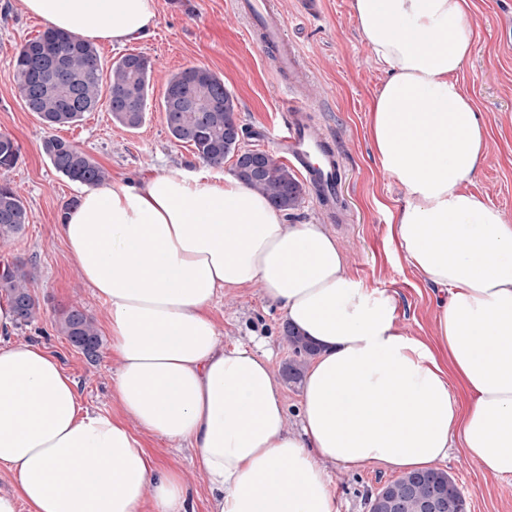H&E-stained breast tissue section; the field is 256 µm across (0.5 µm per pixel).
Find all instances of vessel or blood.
<instances>
[{"mask_svg": "<svg viewBox=\"0 0 512 512\" xmlns=\"http://www.w3.org/2000/svg\"><path fill=\"white\" fill-rule=\"evenodd\" d=\"M236 7L256 26L258 41L273 53L276 69L291 75L301 74L300 54L288 42L285 20L272 9L270 0H237ZM307 110L301 99H293L278 147L304 184L315 193L319 204L336 202L340 199L343 178L342 156L330 136L309 127Z\"/></svg>", "mask_w": 512, "mask_h": 512, "instance_id": "vessel-or-blood-1", "label": "vessel or blood"}]
</instances>
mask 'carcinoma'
<instances>
[{"instance_id": "cac0c4a2", "label": "carcinoma", "mask_w": 512, "mask_h": 512, "mask_svg": "<svg viewBox=\"0 0 512 512\" xmlns=\"http://www.w3.org/2000/svg\"><path fill=\"white\" fill-rule=\"evenodd\" d=\"M95 46L83 37L46 27L26 41L16 54L9 79L22 91L27 111L47 127L57 129L81 121L87 112L105 108L112 121L127 129L139 128L145 120L152 67L140 53H129L112 63L109 76ZM167 129L172 139L187 144L204 163L220 167L224 158L239 154L234 175L259 192L279 211L296 209L304 193L303 184L278 158L266 151L251 152L241 146L245 131L235 116L237 104L214 72L190 67L171 75L162 100ZM44 151L53 168L68 180L97 186L107 180V172L89 154L56 135L44 140ZM21 156L20 145L0 135V170L11 169ZM30 214L18 191L7 181L0 182V239L23 230ZM32 271L23 262L7 265L0 274V290L15 306L18 322L34 318L37 304L28 290ZM62 332L85 344L89 358L98 356L100 337L93 321L73 309L62 321ZM281 332L292 357L281 368L284 381H302L306 363L317 354V347L295 327L285 323ZM383 497H367L368 512H422L420 503L433 492L444 494L452 508L462 491L444 470L408 473L381 486Z\"/></svg>"}]
</instances>
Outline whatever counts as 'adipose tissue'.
Instances as JSON below:
<instances>
[{
  "label": "adipose tissue",
  "instance_id": "ef3b65f1",
  "mask_svg": "<svg viewBox=\"0 0 512 512\" xmlns=\"http://www.w3.org/2000/svg\"><path fill=\"white\" fill-rule=\"evenodd\" d=\"M466 0H353L387 79L370 140L405 203L389 219L411 267L438 287L436 340L404 331L394 297L349 269L321 224H291L235 176L163 171L84 190L60 226L108 311L121 416L85 409L57 357L15 344L0 298V512H189L124 423L194 449L210 512H340L327 465L427 471L460 438L512 477V224L464 189L485 132L457 75L471 54ZM25 14L121 45L158 0H19ZM261 285L318 347L288 431L268 353L217 342L211 311ZM68 476L56 477L59 468Z\"/></svg>",
  "mask_w": 512,
  "mask_h": 512
}]
</instances>
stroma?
<instances>
[{"mask_svg":"<svg viewBox=\"0 0 512 512\" xmlns=\"http://www.w3.org/2000/svg\"><path fill=\"white\" fill-rule=\"evenodd\" d=\"M285 19L287 36L300 51L308 82L302 92L316 123L334 139L344 161L340 194L344 208L323 210L312 192L289 216L292 224H321L335 235L350 270L367 286L392 294L400 326L410 335L434 338L435 289L396 250L387 235L388 214L404 203V195L383 172L369 139V110L387 75L357 28L352 0H272ZM158 23L147 36L115 45L97 43L105 62L124 53L147 56L153 69V89L144 123L135 130L112 123L108 112L87 113L76 125L50 131L25 111L9 79L20 47L45 28L42 20L23 14L17 0H0V134L16 140L21 158L10 170H0L30 212L22 232L0 242L1 261H21L33 277L30 294L39 304L33 322L18 324L13 340L37 343L55 354L77 384L83 406L96 412L118 413L112 386L119 368L110 341L105 303L94 295L72 262L61 231L67 203L78 198L82 184L57 173L43 151L50 134L72 142L92 156L111 179L136 181L161 170L211 173L192 147L168 134L161 101L168 77L191 66L219 74L235 97L236 117L247 133V149L276 152L272 135L288 111L287 74L278 72L270 54L256 44L234 0H158ZM468 20L474 31L470 57L458 75L473 99L486 130L483 158L466 183L488 204L499 208L512 224V0H468ZM78 308L90 316L103 339L96 359L73 348L61 329L66 311ZM218 342L230 348L251 338L263 339L273 352L272 368L280 370L291 351L281 333L283 314L267 301L260 286L225 293L214 304ZM129 430L160 466L176 470L189 493L192 512H209L210 489L196 467L191 448H177L147 434L133 417ZM468 500V512H512V479L483 474L461 446H453L441 464ZM327 473L342 503L341 512H367L365 498L396 474L377 463L355 470L328 466Z\"/></svg>","mask_w":512,"mask_h":512,"instance_id":"stroma-1","label":"stroma"}]
</instances>
